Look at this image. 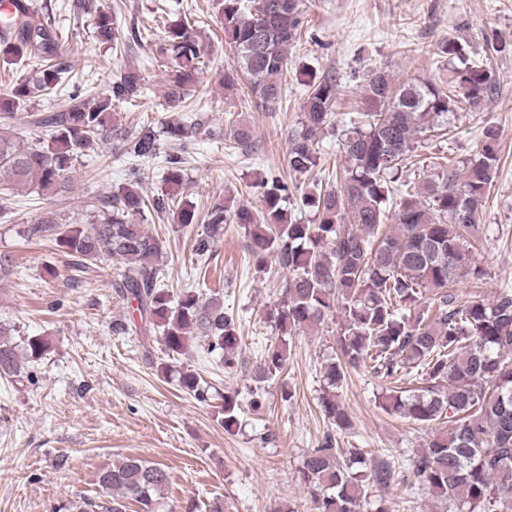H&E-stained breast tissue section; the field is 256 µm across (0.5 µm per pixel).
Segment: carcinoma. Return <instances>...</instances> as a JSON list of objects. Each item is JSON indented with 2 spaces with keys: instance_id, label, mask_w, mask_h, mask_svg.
Masks as SVG:
<instances>
[{
  "instance_id": "1",
  "label": "carcinoma",
  "mask_w": 512,
  "mask_h": 512,
  "mask_svg": "<svg viewBox=\"0 0 512 512\" xmlns=\"http://www.w3.org/2000/svg\"><path fill=\"white\" fill-rule=\"evenodd\" d=\"M8 2L7 10H0V61L25 71L10 94L0 97V173L40 196H56L70 189L63 173L73 162L97 153L108 137L136 157L157 155L159 142L151 127L129 130L115 117L116 108L142 94L144 78L132 65L105 92L74 93L64 111L32 120L41 135L28 146L20 143L12 125L15 111L57 90L68 65L61 36L31 0ZM219 11L225 44L235 57L233 68L224 72V87H234L243 74L256 104L275 106L282 97L288 46L303 27L300 0H220ZM94 36L111 50L118 45L112 13L96 12ZM157 53L158 62L170 58L175 63L166 99L177 109L200 82L203 49L189 19L165 28ZM32 60L37 66L26 68ZM493 90L489 72L467 63L449 70L442 86L431 81L398 85L390 71L373 72L363 88V111L343 130L345 164L336 176L339 187L327 190L314 182L301 196L302 206L314 213L312 224L288 218L283 203L289 185L313 176L321 159L318 136L334 128L338 83L332 73L310 81L301 127L288 137L292 183L274 178L262 183L261 211L233 208L225 200L199 217L192 205L176 199L173 188L182 185V158L169 154L167 189L161 193L149 198L134 185L125 186L92 202L94 223L41 219L28 227L27 238L62 249L74 258L77 270L106 253L122 260V293L136 302L135 316L112 322V334L150 338L158 332L170 360L196 341L208 355H218L224 368L233 369L241 345L234 314L194 289L172 297L162 284L163 242L139 220L147 211L170 210L184 228L206 222L205 237L195 245L200 258L212 252L224 225H238L257 271L267 272L273 260L288 272L280 302L270 313L278 341L264 351L260 377L283 373L292 337L321 325L339 307L337 351L323 372L327 391L320 405L325 416L341 431L351 427L338 394L348 369L367 366L392 384L419 367L425 385L386 388L382 407L409 421L444 424L405 468L381 459L364 470V452L335 448L330 439L309 451L298 481L316 512H388L381 504L372 505L369 488L395 482L412 494L430 493L447 505L445 512H512V290L499 291L491 301H462L455 290L458 282L479 273L476 234L498 172L496 127L483 129L480 150L461 164L437 168L420 186L399 185L404 156L424 146L430 133L445 129L458 97L475 109ZM229 132L233 147L252 148L250 125L236 120ZM199 133L212 135L189 116L168 122L165 131L176 142ZM398 188L394 233L382 235L385 204ZM46 351L42 338L20 344L0 325L1 376L21 377L23 361ZM157 371L176 377L178 387L195 400L212 399L211 386L196 371L166 362ZM239 411L237 395H224L218 410L224 430L237 426ZM170 485L164 467L124 456L99 472L96 495L76 494L64 510L126 512L132 500L140 512H159V499Z\"/></svg>"
}]
</instances>
